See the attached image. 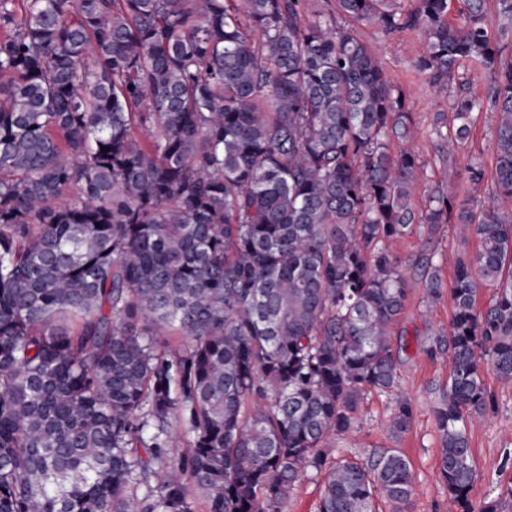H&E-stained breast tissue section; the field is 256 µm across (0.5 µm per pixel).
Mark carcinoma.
<instances>
[{"label": "carcinoma", "mask_w": 512, "mask_h": 512, "mask_svg": "<svg viewBox=\"0 0 512 512\" xmlns=\"http://www.w3.org/2000/svg\"><path fill=\"white\" fill-rule=\"evenodd\" d=\"M0 0V512H406L397 448L327 463L368 393L392 391L409 288L389 243L451 219L457 257L439 475L468 500L467 421L512 379V215L412 206L406 96L355 28H418L437 86L488 70L494 194L512 201V60L485 0ZM474 98L436 135L467 143ZM428 296L440 293L418 261ZM497 289L477 310L480 291ZM185 339L171 352L158 337ZM413 419L397 402L389 430ZM187 437L179 451L173 429ZM327 476V470L312 473L298 483L286 512H317V505Z\"/></svg>", "instance_id": "carcinoma-1"}]
</instances>
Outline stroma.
<instances>
[{"label":"stroma","instance_id":"obj_1","mask_svg":"<svg viewBox=\"0 0 512 512\" xmlns=\"http://www.w3.org/2000/svg\"><path fill=\"white\" fill-rule=\"evenodd\" d=\"M361 38L377 53L386 73L406 94L412 114L416 138L413 148L419 158L418 183L414 207L425 213L431 197L439 191L452 193L456 204L471 207L494 202L493 171L495 165L492 141L496 115L488 104L492 82L489 73L465 65L448 80L446 89H438L415 69L424 36L418 29H402L392 33L378 26H359ZM483 100L480 111L473 115L472 134L464 147L456 148L438 140L433 129L439 115H452L458 94ZM479 166L483 178L479 184L468 179L470 166ZM406 271L410 285L405 309L391 329L392 341L399 350L398 394L413 408L414 420L401 437H391L387 426L391 396L371 394L360 412L357 429L335 441L328 449L329 462L342 458L368 461L373 450L400 449L409 459L414 474V495L409 512H463L450 497L438 476L442 451L441 436L435 425L433 408L448 381L449 354L432 355L437 337L448 335L452 318L450 289L456 254H475L476 236H460L455 224L440 226L436 232L400 238L391 245ZM431 258L441 279L440 294L428 298L419 259ZM494 405L469 429L477 478L470 493L472 504L484 499L507 496L512 491V381L499 379L494 373L485 377Z\"/></svg>","mask_w":512,"mask_h":512}]
</instances>
